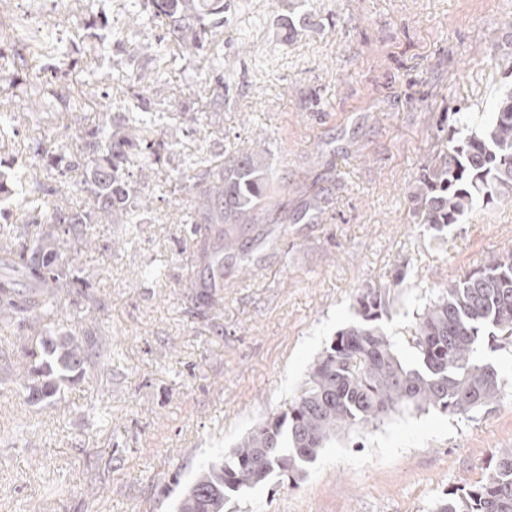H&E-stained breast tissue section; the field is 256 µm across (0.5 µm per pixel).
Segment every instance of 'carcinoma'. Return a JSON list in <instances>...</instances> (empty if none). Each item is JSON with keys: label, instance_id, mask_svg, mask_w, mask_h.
Returning <instances> with one entry per match:
<instances>
[{"label": "carcinoma", "instance_id": "carcinoma-1", "mask_svg": "<svg viewBox=\"0 0 512 512\" xmlns=\"http://www.w3.org/2000/svg\"><path fill=\"white\" fill-rule=\"evenodd\" d=\"M147 29L161 34L150 42H129L113 36L126 56L148 53L157 62L152 80L167 82L168 63L203 55L204 81L213 85L209 106L224 107V0H127ZM311 22L307 13L291 12L280 27L294 32ZM109 36L95 35L87 56L103 64ZM0 47V79L15 88L28 112L51 111V101L65 111L54 113L56 125L34 140L28 164L8 175L0 171V202L20 195L24 223L32 226L0 264V315H18L39 322L57 308L58 290L77 283L74 264L81 248L95 245V225L125 224L135 234L145 199L163 201L138 180L141 172L161 163L172 144L163 126L196 123L202 110L179 103L151 109L144 74L112 63L102 82L123 95L120 119L103 118L71 132L74 112L87 111L86 90L66 83L73 63L62 40L34 29L24 18L10 26ZM19 136L17 115L0 104V143ZM263 149L222 151L218 158L189 154L175 174L171 193H180L186 223L194 225L184 249L204 267L192 288H221L215 272L224 270V251L239 245L247 224L269 217L288 223V205L281 199L287 185L275 181ZM60 183L67 193L91 197L87 211L57 203ZM413 208L441 233L470 212L478 200L512 202V85L497 97L492 111L481 116L458 113L457 126L442 136L434 162L423 166L416 189L408 194ZM389 290L369 288L357 300L359 320L336 337L310 366L299 395L287 412L254 429L222 458L205 464L183 490L176 512H226L235 497L285 477L295 482L329 443L342 433L358 432L395 412L439 410L454 416L497 402L504 381L498 368L474 358L483 340L493 351L512 348V252L448 281L436 299L416 316L413 348L417 364L398 356L381 324ZM41 360L27 368L22 386L36 399H53L64 384L83 373L91 353L75 336H51L40 329ZM434 512H512V448L500 449L486 461L484 477L445 493Z\"/></svg>", "mask_w": 512, "mask_h": 512}]
</instances>
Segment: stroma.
Returning a JSON list of instances; mask_svg holds the SVG:
<instances>
[{
  "label": "stroma",
  "mask_w": 512,
  "mask_h": 512,
  "mask_svg": "<svg viewBox=\"0 0 512 512\" xmlns=\"http://www.w3.org/2000/svg\"><path fill=\"white\" fill-rule=\"evenodd\" d=\"M294 0H230L224 13V108L166 137L193 153L268 150L296 215L314 194L321 222L250 224L249 272L224 261L215 304L183 282L188 227L154 206L133 242L97 227L79 254L86 285L59 293L52 333L91 340L97 357L58 400L11 379L40 345L0 320V512H174L184 483L256 426L284 413L309 367L355 322L368 288L404 280L382 324L399 357L416 312L449 280L512 251V204H477L434 233L408 193L438 128L485 112L512 83V0H306L313 25L276 24ZM78 0H7L0 24L28 18L77 44ZM504 393L467 417L401 411L324 448L298 483L270 481L230 512H433L486 459L512 448V352L480 345Z\"/></svg>",
  "instance_id": "obj_1"
}]
</instances>
